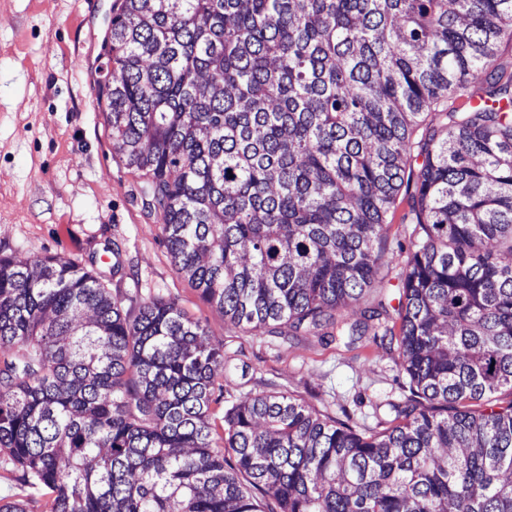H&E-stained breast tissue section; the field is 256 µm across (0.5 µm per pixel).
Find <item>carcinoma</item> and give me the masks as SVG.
Returning <instances> with one entry per match:
<instances>
[{
    "label": "carcinoma",
    "instance_id": "obj_1",
    "mask_svg": "<svg viewBox=\"0 0 512 512\" xmlns=\"http://www.w3.org/2000/svg\"><path fill=\"white\" fill-rule=\"evenodd\" d=\"M512 0H119L95 80L172 263L237 326L387 336L410 395L357 429L211 404L224 349L68 257H0V467L48 512H512ZM465 98L458 112L448 102ZM408 211L407 195L403 188L387 217L389 230L384 260H389L392 253L393 257L382 268V276H386L385 281L390 280V283L394 285L398 283V274L404 267L409 252V236L412 233L413 225L408 224L409 219L406 217ZM399 244L403 245V251H400ZM387 287L388 288L374 289L370 294L366 295L361 300L350 304L340 312H337V314L343 315L352 322L356 319H360L364 310H368V308L376 306L377 302L382 300L389 311V328L391 329L393 336H398L400 321L398 319L397 311L394 310V307L397 308L398 305V289L390 285H387Z\"/></svg>",
    "mask_w": 512,
    "mask_h": 512
}]
</instances>
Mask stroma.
Segmentation results:
<instances>
[{
  "label": "stroma",
  "instance_id": "obj_1",
  "mask_svg": "<svg viewBox=\"0 0 512 512\" xmlns=\"http://www.w3.org/2000/svg\"><path fill=\"white\" fill-rule=\"evenodd\" d=\"M115 0H0V255L61 254L103 274L112 294L175 300L224 348L218 378L240 401L285 391L317 413L349 412L379 428L388 401L409 393L396 345H354L316 336H269L231 324L172 265L159 215L144 212L139 176L114 156L94 90ZM406 193L387 222V288L343 309L398 305L392 285L404 267L412 226Z\"/></svg>",
  "mask_w": 512,
  "mask_h": 512
}]
</instances>
